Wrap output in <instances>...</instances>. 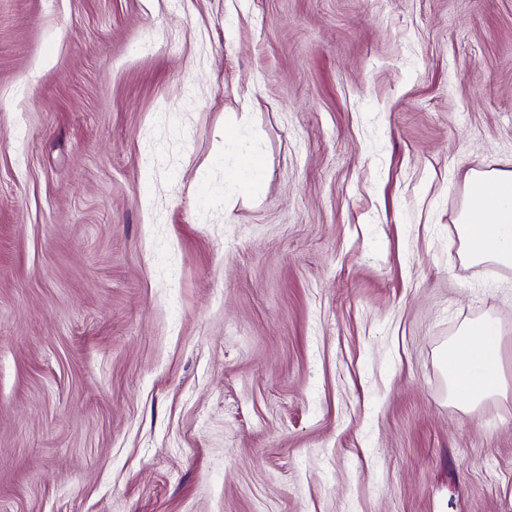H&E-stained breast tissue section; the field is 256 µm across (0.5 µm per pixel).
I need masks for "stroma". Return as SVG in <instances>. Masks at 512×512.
Segmentation results:
<instances>
[{"instance_id":"35a3bbf8","label":"stroma","mask_w":512,"mask_h":512,"mask_svg":"<svg viewBox=\"0 0 512 512\" xmlns=\"http://www.w3.org/2000/svg\"><path fill=\"white\" fill-rule=\"evenodd\" d=\"M501 168L512 0H0V512H512ZM467 189L457 221L465 257L473 264L512 267V170L472 171ZM444 353V371L450 398L475 407L487 398L504 394L502 332L493 320L472 321L459 330Z\"/></svg>"}]
</instances>
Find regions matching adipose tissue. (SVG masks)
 <instances>
[{"mask_svg":"<svg viewBox=\"0 0 512 512\" xmlns=\"http://www.w3.org/2000/svg\"><path fill=\"white\" fill-rule=\"evenodd\" d=\"M458 217L462 251L474 264L512 267V170L471 172ZM450 398L465 407L503 394L502 332L492 320L472 321L459 330L444 353Z\"/></svg>","mask_w":512,"mask_h":512,"instance_id":"1","label":"adipose tissue"}]
</instances>
